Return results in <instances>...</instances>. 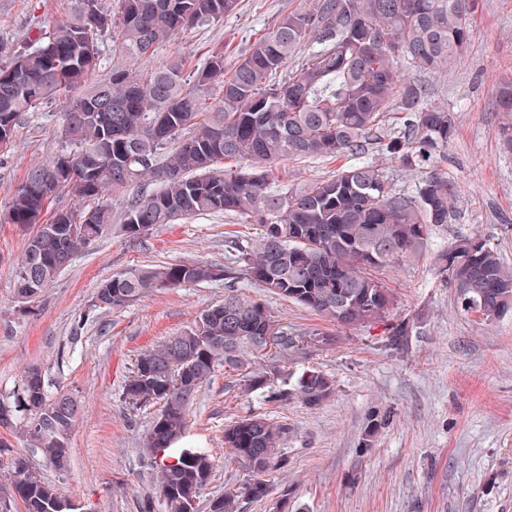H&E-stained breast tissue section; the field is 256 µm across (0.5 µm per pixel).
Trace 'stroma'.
<instances>
[{
    "mask_svg": "<svg viewBox=\"0 0 512 512\" xmlns=\"http://www.w3.org/2000/svg\"><path fill=\"white\" fill-rule=\"evenodd\" d=\"M297 4L238 0L233 13L179 34L155 59L183 56L198 65L219 45L233 65L255 32ZM68 10V0H0V63ZM471 22L475 35L463 61L432 83V101L456 114L457 133L440 168L459 187L449 222L432 231V250L477 233L512 265V151L503 145L512 113L495 106L501 82L512 81V0H478ZM67 106L62 95L44 100L22 116L12 145L0 151V400L12 395L25 369L40 367L50 389L71 392L81 405L69 434L70 466L62 473L44 467L45 479L74 512H140L155 493L142 440L159 406L131 408L122 399L124 383L142 350L223 301L224 283L186 284L93 316L89 304L102 281L134 266H224L225 238L246 242L259 230L227 214L198 215L135 238L115 228L36 298L21 301L14 267L36 228L8 223V206L26 168L60 150ZM363 161L382 165L405 193L420 178L373 147L337 162L288 161L274 177L295 187ZM379 277L394 298L386 319L349 329L240 277L243 292L260 299L280 325L330 337L282 363L273 388L316 368L335 390L311 409L246 394L244 372L216 370L189 408L183 441L210 449L215 461L195 512H209L213 498L247 481L224 446V430L251 413L289 432L278 465L265 476L266 496L241 498L239 512H512V311L491 324L462 311L431 257L394 263ZM402 319L413 321L415 333L407 348L393 351L388 328ZM373 416L384 424L367 443Z\"/></svg>",
    "mask_w": 512,
    "mask_h": 512,
    "instance_id": "stroma-1",
    "label": "stroma"
}]
</instances>
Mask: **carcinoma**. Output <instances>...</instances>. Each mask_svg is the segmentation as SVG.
<instances>
[{
    "label": "carcinoma",
    "instance_id": "obj_1",
    "mask_svg": "<svg viewBox=\"0 0 512 512\" xmlns=\"http://www.w3.org/2000/svg\"><path fill=\"white\" fill-rule=\"evenodd\" d=\"M237 2L116 0L114 16L101 0H71L67 19L49 24L0 65V130L11 139L25 113L51 96L68 97L61 150L26 169L9 206L11 224L57 225L54 235L37 231L27 240L15 283L43 290L67 267L65 259L116 222L136 237L135 225L224 212L261 226L246 245L228 241L233 262L254 284L341 328L385 317L393 298L376 272L426 255L431 227L448 223L458 196L436 168L455 138V113L428 102L430 84L406 77L404 68L436 78L456 66L474 35V0H300L230 67L222 45L188 73L182 59L153 63L160 45L199 22L223 18ZM107 35L113 53L133 64L148 62L150 69L116 67L94 79ZM295 57L301 59L296 70L278 77ZM393 112L397 131L385 129ZM371 141L404 169L421 173L412 193L395 191L383 169L369 162L296 188L274 185L273 168L284 161L337 159L364 152ZM85 152L98 157L100 167L85 168ZM226 159L244 163L218 169ZM131 186L135 193L124 197ZM64 191L77 199L73 211L93 214L92 223L75 227L63 221L62 210L45 217ZM435 266L462 310L491 323L512 309V267L481 235L450 242ZM236 274L234 267L206 262L138 266L96 288L95 312L185 284L227 280L224 301L141 352L123 387L132 407L161 404L144 448L166 512H194L191 500L211 478L208 449L186 456L180 448L189 406L216 368L239 370L250 358H267L269 370L246 383L252 394L269 386L279 368L275 358L326 341L289 334L261 301L240 291ZM413 330L406 319L391 323L389 345H406ZM34 371L35 384L26 371L13 395L0 400V413L9 412L0 426L64 472L68 420L79 405L67 392H50L40 368ZM333 390L328 376L309 369L292 388L271 390L269 397L313 408ZM42 421L57 427L56 438L35 431ZM287 433L258 414L224 430V446L253 481L211 500L210 512H238L239 498L267 493L262 476ZM17 500L24 512H70L69 501L25 455L11 459L10 481L0 485L1 509Z\"/></svg>",
    "mask_w": 512,
    "mask_h": 512
}]
</instances>
